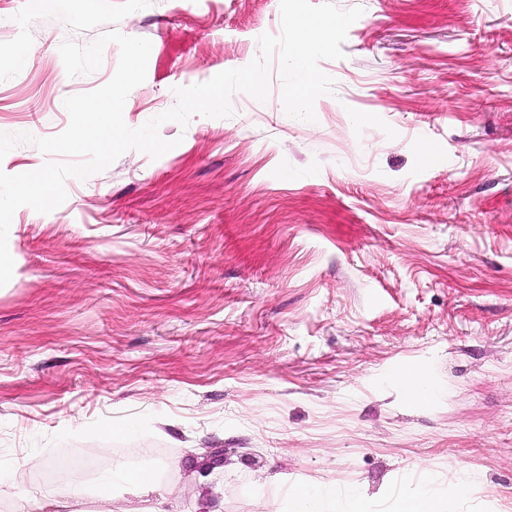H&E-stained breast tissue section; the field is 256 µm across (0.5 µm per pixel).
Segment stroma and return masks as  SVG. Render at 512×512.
<instances>
[{
    "instance_id": "obj_1",
    "label": "stroma",
    "mask_w": 512,
    "mask_h": 512,
    "mask_svg": "<svg viewBox=\"0 0 512 512\" xmlns=\"http://www.w3.org/2000/svg\"><path fill=\"white\" fill-rule=\"evenodd\" d=\"M362 8L325 60L316 119L281 81L228 118L168 122L19 208L0 287V512L67 458L97 475L152 466L174 512H268L286 490L394 512L470 477L454 512H512V0H333ZM0 0V133L63 131L66 97L113 76L119 48L68 77L65 40L115 29L152 44L124 107L136 128L173 87L247 65L279 0ZM435 149L425 162L422 143ZM424 371L421 399L399 375ZM137 422L131 435L102 427Z\"/></svg>"
}]
</instances>
